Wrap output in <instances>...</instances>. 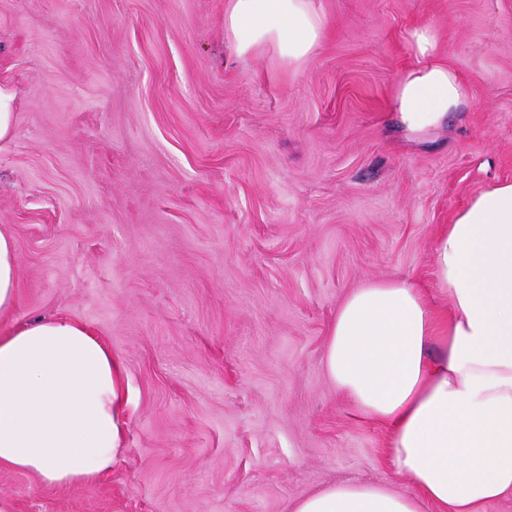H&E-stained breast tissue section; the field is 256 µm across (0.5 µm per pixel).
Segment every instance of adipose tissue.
Wrapping results in <instances>:
<instances>
[{
    "label": "adipose tissue",
    "instance_id": "adipose-tissue-1",
    "mask_svg": "<svg viewBox=\"0 0 512 512\" xmlns=\"http://www.w3.org/2000/svg\"><path fill=\"white\" fill-rule=\"evenodd\" d=\"M326 20L314 0H227L237 56L272 48L296 67ZM413 64L395 89L412 132L461 111L467 92L427 24L407 33ZM439 316L415 284L367 282L336 312L324 358L336 387L391 429L390 467L413 487L343 482L293 512H484L512 496V181L487 185L434 241ZM20 281L12 236L0 230V314ZM112 351L82 323L39 318L0 336V470L46 485L91 484L111 469L124 418Z\"/></svg>",
    "mask_w": 512,
    "mask_h": 512
}]
</instances>
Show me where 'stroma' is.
Masks as SVG:
<instances>
[{
  "label": "stroma",
  "instance_id": "35a3bbf8",
  "mask_svg": "<svg viewBox=\"0 0 512 512\" xmlns=\"http://www.w3.org/2000/svg\"><path fill=\"white\" fill-rule=\"evenodd\" d=\"M224 4L0 0V228L21 269L0 335L85 324L126 419L93 485L0 471L10 512H292L337 482L410 489L326 345L371 280L448 311L434 240L512 179V0H315L325 34L296 68L237 57ZM422 24L469 100L415 136L392 96ZM14 94L0 88V140H4L12 132L14 118Z\"/></svg>",
  "mask_w": 512,
  "mask_h": 512
}]
</instances>
